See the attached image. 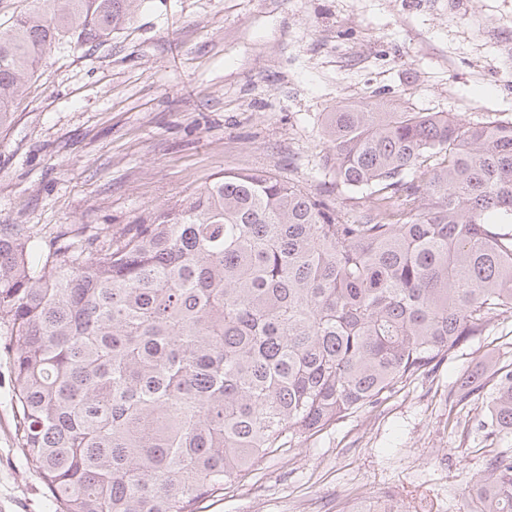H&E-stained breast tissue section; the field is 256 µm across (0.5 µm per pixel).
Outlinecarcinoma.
Instances as JSON below:
<instances>
[{
  "label": "carcinoma",
  "mask_w": 512,
  "mask_h": 512,
  "mask_svg": "<svg viewBox=\"0 0 512 512\" xmlns=\"http://www.w3.org/2000/svg\"><path fill=\"white\" fill-rule=\"evenodd\" d=\"M0 32V127L48 46L139 0H36ZM320 191L226 172L115 239L0 225L16 436L56 512H201L288 443L367 410L512 317V120L329 112ZM370 199L362 208L357 194ZM483 426L512 434V369ZM463 512H512V453Z\"/></svg>",
  "instance_id": "carcinoma-1"
}]
</instances>
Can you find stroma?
I'll return each instance as SVG.
<instances>
[{"instance_id": "1", "label": "stroma", "mask_w": 512, "mask_h": 512, "mask_svg": "<svg viewBox=\"0 0 512 512\" xmlns=\"http://www.w3.org/2000/svg\"><path fill=\"white\" fill-rule=\"evenodd\" d=\"M512 0H142L91 45L63 41L0 128V225L43 244L119 235L228 171L321 188L327 113L379 104L512 118ZM512 366V318L490 324L373 408L267 457L203 512H460L461 493L512 436L488 434L467 374ZM0 349V512H54L15 436Z\"/></svg>"}]
</instances>
